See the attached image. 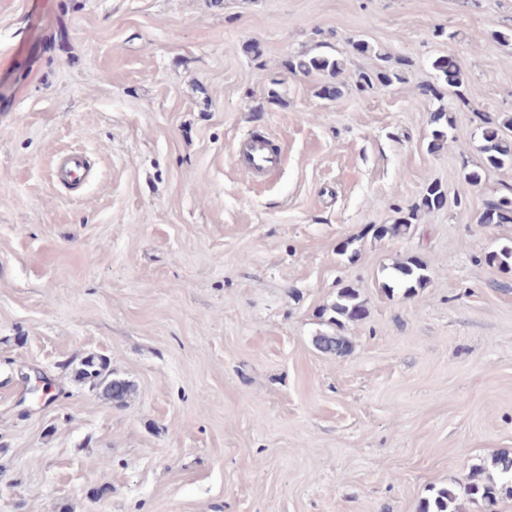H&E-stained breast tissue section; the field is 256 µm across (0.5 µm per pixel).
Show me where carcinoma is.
<instances>
[{
  "instance_id": "cac0c4a2",
  "label": "carcinoma",
  "mask_w": 512,
  "mask_h": 512,
  "mask_svg": "<svg viewBox=\"0 0 512 512\" xmlns=\"http://www.w3.org/2000/svg\"><path fill=\"white\" fill-rule=\"evenodd\" d=\"M377 59L381 64L375 70L359 74V85L370 87L375 82L391 85L402 80V72L386 65L387 59L383 55H377ZM433 67L448 87L457 88L462 84V73L454 56L436 59ZM288 68L305 74L318 72L329 77V81L322 86L323 95L326 97H337L342 93L341 86L333 82L342 71L341 62L336 58H296L288 61ZM432 123L436 126L432 131V146L435 147L447 138L443 126H452V121L448 120L447 113L436 112ZM482 141L480 162L465 167L463 174L464 180L475 187L481 185L494 171L512 165V116L488 123L482 130ZM445 200V190L431 183L422 196L421 206L426 210L436 209L441 207ZM504 210L512 211V187L506 188V193L500 195L479 214L477 224L483 226L502 223ZM415 216L416 213L411 211L399 217L395 223L387 225V234L394 237L406 233ZM391 280L405 287V292L412 293L428 282V267L418 257L407 258L393 267ZM364 314V305L359 301V296L353 288L340 289L336 301L321 311V315L328 316V323L339 326L346 320L358 321ZM314 344L326 355L340 357L350 350L348 340L335 333H322L316 336ZM78 376L82 382L101 389L105 398L113 403H122L129 393V386L124 381L109 378L107 360L103 357L93 356L86 359L78 371ZM504 489L512 493V459L502 453L474 467L466 481L432 488L430 496L422 501L420 512H459L461 500L464 498L492 503Z\"/></svg>"
}]
</instances>
